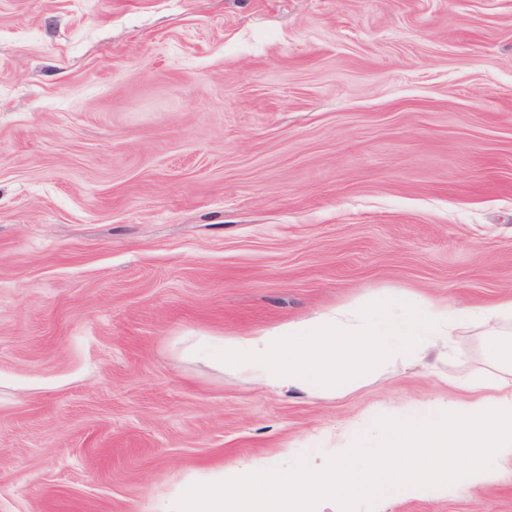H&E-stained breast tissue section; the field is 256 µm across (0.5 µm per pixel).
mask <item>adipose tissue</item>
<instances>
[{
    "mask_svg": "<svg viewBox=\"0 0 512 512\" xmlns=\"http://www.w3.org/2000/svg\"><path fill=\"white\" fill-rule=\"evenodd\" d=\"M512 321V298L478 308L451 309L406 297L374 308L335 310L253 336L215 339L209 358L270 390L335 395L352 380L393 361L423 357L433 345L452 346L454 333L475 321ZM465 392L446 407L423 403L414 421L389 425V450L369 467L349 464L352 449L321 464L295 469L242 465L194 479L157 502L153 512H339L380 483L411 495L450 492L496 480L497 458L512 456V380L484 393V381L449 376Z\"/></svg>",
    "mask_w": 512,
    "mask_h": 512,
    "instance_id": "1",
    "label": "adipose tissue"
}]
</instances>
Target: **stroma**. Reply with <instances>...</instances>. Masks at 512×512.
Segmentation results:
<instances>
[{
    "instance_id": "obj_1",
    "label": "stroma",
    "mask_w": 512,
    "mask_h": 512,
    "mask_svg": "<svg viewBox=\"0 0 512 512\" xmlns=\"http://www.w3.org/2000/svg\"><path fill=\"white\" fill-rule=\"evenodd\" d=\"M512 295V0H0V512L389 442L511 328L336 396L213 365L390 294ZM508 476L354 512H512Z\"/></svg>"
}]
</instances>
